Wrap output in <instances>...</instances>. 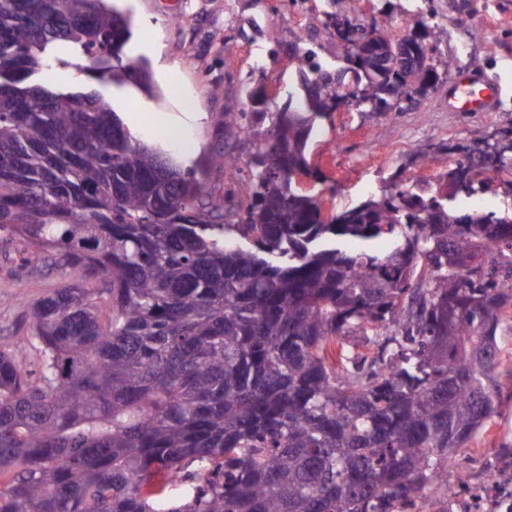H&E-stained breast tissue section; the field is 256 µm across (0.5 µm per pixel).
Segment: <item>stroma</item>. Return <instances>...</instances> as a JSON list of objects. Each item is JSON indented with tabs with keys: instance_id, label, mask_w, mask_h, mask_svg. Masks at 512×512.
Masks as SVG:
<instances>
[{
	"instance_id": "obj_1",
	"label": "stroma",
	"mask_w": 512,
	"mask_h": 512,
	"mask_svg": "<svg viewBox=\"0 0 512 512\" xmlns=\"http://www.w3.org/2000/svg\"><path fill=\"white\" fill-rule=\"evenodd\" d=\"M295 13L288 0H114L131 20L126 52L145 59L152 92L137 86H115L71 66L37 75V82L74 88L97 85L119 116L137 111L135 136L168 150L182 168L195 169L205 185V199L223 205L239 194L241 172L212 165L224 152L222 120L228 112L252 109L250 92L269 90L284 100L292 85L295 47L316 51L323 63H336L342 49L322 31L327 0H306ZM418 0H356L355 16L384 14L395 34ZM435 24L445 29L434 55L456 57L459 69L440 73L434 90L401 112H334L311 142V161L336 191L326 203L332 212L350 208L380 194L395 178L437 181L473 145L512 127V0H433ZM157 44L159 55L143 48ZM476 70L499 84V107L493 112H452L448 90L460 71ZM198 111L178 137L155 127V111L180 118L181 102ZM426 148L418 157L417 148ZM63 279L50 257L23 250L0 239V341L21 343L29 320L23 302L60 287ZM499 414L470 440L448 468L450 497H459V476L483 482L488 463L512 470V323L497 336Z\"/></svg>"
}]
</instances>
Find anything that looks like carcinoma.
<instances>
[{
  "label": "carcinoma",
  "mask_w": 512,
  "mask_h": 512,
  "mask_svg": "<svg viewBox=\"0 0 512 512\" xmlns=\"http://www.w3.org/2000/svg\"><path fill=\"white\" fill-rule=\"evenodd\" d=\"M424 13L411 29L436 43ZM130 36L109 0H0V233L73 275L26 301L33 362L0 345V512H455L448 463L498 413L512 213L454 201L512 169V129L461 148L435 190L325 218L290 176L326 181L314 128L349 96L400 111L435 71L364 77L358 45L399 37L352 20L339 65L307 48L282 103L224 113L234 151L214 163L249 175L238 221L215 224L194 171L134 141L103 94L32 81L72 57L148 91ZM356 335L379 354L348 355ZM160 472L185 502L157 507Z\"/></svg>",
  "instance_id": "1"
}]
</instances>
